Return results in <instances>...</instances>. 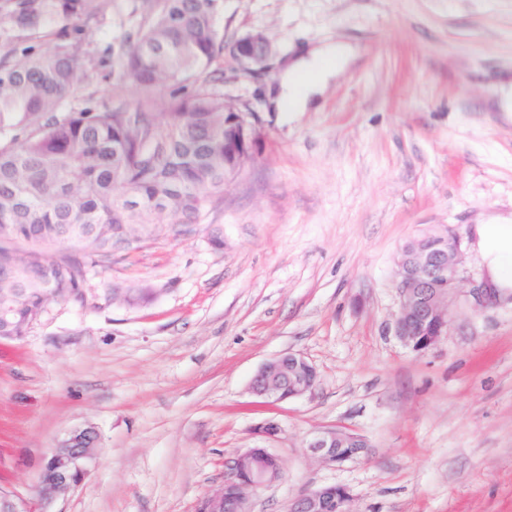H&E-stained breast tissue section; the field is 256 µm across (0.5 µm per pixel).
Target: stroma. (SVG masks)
Segmentation results:
<instances>
[{
  "label": "stroma",
  "instance_id": "1",
  "mask_svg": "<svg viewBox=\"0 0 512 512\" xmlns=\"http://www.w3.org/2000/svg\"><path fill=\"white\" fill-rule=\"evenodd\" d=\"M130 8L110 0L91 53L135 25ZM216 25L272 46L259 75L224 63L255 158L222 210L90 268L83 299L0 339V486L31 496L47 448L91 424L98 464L53 512H196L272 417L284 474L253 512H287L325 485L348 488L353 512H512V296L461 297L427 351L389 330L406 242L459 229L483 282L474 228L512 219V0H224ZM324 42L355 59L307 111H275L267 89L285 63ZM130 288L152 295L132 303ZM288 352L318 384L267 405L249 381ZM335 425L367 455L310 458L308 437Z\"/></svg>",
  "mask_w": 512,
  "mask_h": 512
}]
</instances>
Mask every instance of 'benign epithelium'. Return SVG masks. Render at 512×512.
<instances>
[{"instance_id":"benign-epithelium-1","label":"benign epithelium","mask_w":512,"mask_h":512,"mask_svg":"<svg viewBox=\"0 0 512 512\" xmlns=\"http://www.w3.org/2000/svg\"><path fill=\"white\" fill-rule=\"evenodd\" d=\"M246 70L266 61L271 52L269 43L260 35L244 38L236 48ZM256 139L242 114L224 122V144L244 146ZM461 234L446 229L407 243L400 251L396 288L398 309L391 330L404 345L415 351L434 348L448 335L455 319L449 307L455 303L462 285L468 281V295L478 307L495 296V290L465 276ZM26 288L0 289V336L14 337L9 310L27 298ZM303 362L295 353H284L265 362L249 383L250 392L271 404H278L312 392L316 383L297 380L287 373L285 359ZM282 432L274 420L254 425L252 434L266 441H275ZM102 439L92 425L75 427L49 448L41 463L40 473L29 499L12 492L0 493V512H51L56 497L79 486L97 464ZM310 456L319 462L342 465L359 459L369 444L361 435L350 430L329 427L314 432L306 441ZM281 458L271 448H245L224 458V482L220 488L206 494L201 503L207 512H252L251 500L263 488L282 478ZM353 495L349 490L339 493L328 485L303 490L289 504L287 512H349Z\"/></svg>"}]
</instances>
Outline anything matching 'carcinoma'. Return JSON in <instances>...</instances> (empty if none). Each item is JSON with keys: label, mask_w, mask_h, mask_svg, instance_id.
I'll return each instance as SVG.
<instances>
[{"label": "carcinoma", "mask_w": 512, "mask_h": 512, "mask_svg": "<svg viewBox=\"0 0 512 512\" xmlns=\"http://www.w3.org/2000/svg\"><path fill=\"white\" fill-rule=\"evenodd\" d=\"M137 26L97 59L85 48L107 0H0V286L83 298L87 270L197 224L242 169L224 151L223 0H133ZM54 43L49 55L40 43ZM139 97L76 102L90 66Z\"/></svg>", "instance_id": "cac0c4a2"}]
</instances>
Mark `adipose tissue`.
I'll list each match as a JSON object with an SVG mask.
<instances>
[{
    "label": "adipose tissue",
    "instance_id": "1",
    "mask_svg": "<svg viewBox=\"0 0 512 512\" xmlns=\"http://www.w3.org/2000/svg\"><path fill=\"white\" fill-rule=\"evenodd\" d=\"M351 48L327 44L302 51L284 68L278 105L284 112H300L351 56ZM475 248L489 283L498 296L512 292V224L492 222L475 227Z\"/></svg>",
    "mask_w": 512,
    "mask_h": 512
}]
</instances>
